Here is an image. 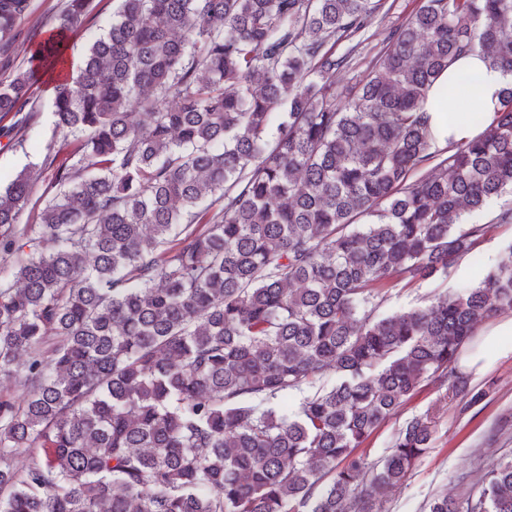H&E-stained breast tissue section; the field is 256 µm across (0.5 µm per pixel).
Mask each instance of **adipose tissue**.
<instances>
[{
    "label": "adipose tissue",
    "mask_w": 512,
    "mask_h": 512,
    "mask_svg": "<svg viewBox=\"0 0 512 512\" xmlns=\"http://www.w3.org/2000/svg\"><path fill=\"white\" fill-rule=\"evenodd\" d=\"M465 86L468 101L482 115L481 124H473L452 114L456 106L455 90ZM512 86V74L489 64L479 54H468L455 60L437 78L427 97L432 147L436 150L478 137L485 125L495 119L506 88ZM512 358V317H502L479 332L464 345L459 365L466 372L481 374L489 359Z\"/></svg>",
    "instance_id": "ef3b65f1"
}]
</instances>
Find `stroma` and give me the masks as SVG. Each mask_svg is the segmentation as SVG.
Returning a JSON list of instances; mask_svg holds the SVG:
<instances>
[{
  "label": "stroma",
  "mask_w": 512,
  "mask_h": 512,
  "mask_svg": "<svg viewBox=\"0 0 512 512\" xmlns=\"http://www.w3.org/2000/svg\"><path fill=\"white\" fill-rule=\"evenodd\" d=\"M63 3L64 0H31L28 15L15 27L13 46L0 51V78L10 75L23 62L27 50L40 41L46 21L60 12ZM419 6L420 0H386L362 44L354 49L345 42L337 44V53H354L352 70L337 73V86L364 78L371 61L383 49L389 30L401 26ZM92 7L87 27L66 41L69 59L79 60L84 48L105 33L112 22V0H94ZM53 98L49 83L39 82L34 96L37 112L27 131L13 129L11 119L0 120V174L13 175L41 163L50 150L63 156L72 151V144L64 142L55 131ZM511 257L512 226L495 228L477 254L465 258L463 264L453 265L431 280L389 289L380 312L389 315L423 306L435 294L456 292L462 285L477 280L482 270ZM474 384L486 390L487 395L478 406L464 413L449 401L446 389L425 387L365 446L370 459L380 460L406 419L427 413L434 421L430 448L407 481L388 495L383 512H425L428 498L438 491L460 497L477 484L490 462L512 456V359L491 362Z\"/></svg>",
  "instance_id": "stroma-1"
}]
</instances>
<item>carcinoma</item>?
I'll return each mask as SVG.
<instances>
[{
  "mask_svg": "<svg viewBox=\"0 0 512 512\" xmlns=\"http://www.w3.org/2000/svg\"><path fill=\"white\" fill-rule=\"evenodd\" d=\"M92 0H65L29 66L0 81L27 127L40 70ZM55 87L49 197L0 189V512H382L430 448L424 387L486 395L460 346L512 312V261L382 317L386 289L474 254L512 207V88L471 142L434 150L427 92L457 57L512 73V0H422L368 76L336 43L383 0H114ZM30 0H0V49ZM140 108L131 112V106ZM293 410L281 406L290 394ZM39 448L22 467L19 450ZM427 512H512V458ZM50 186L51 185L48 182L46 174H43V176L36 182L34 192L29 197L28 201L24 206V210L21 216V222L23 224H31L37 221L38 214L41 208L40 197L43 193H47L52 190Z\"/></svg>",
  "mask_w": 512,
  "mask_h": 512,
  "instance_id": "carcinoma-1",
  "label": "carcinoma"
}]
</instances>
